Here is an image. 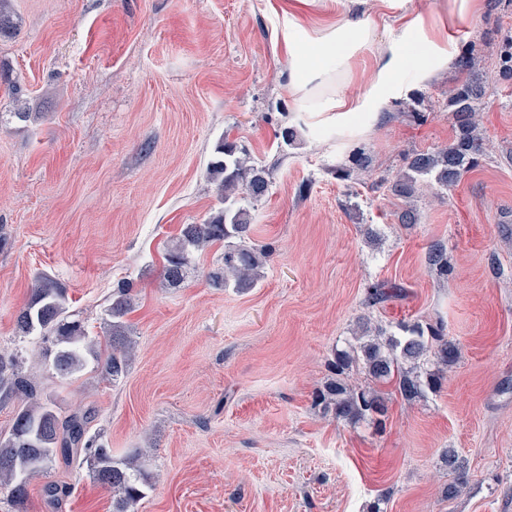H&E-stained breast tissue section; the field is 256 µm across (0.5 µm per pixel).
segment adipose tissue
I'll return each instance as SVG.
<instances>
[{"instance_id": "1", "label": "adipose tissue", "mask_w": 512, "mask_h": 512, "mask_svg": "<svg viewBox=\"0 0 512 512\" xmlns=\"http://www.w3.org/2000/svg\"><path fill=\"white\" fill-rule=\"evenodd\" d=\"M342 0H297L282 10L277 42L288 55V89L299 111L333 114L337 124L353 123L362 113L380 116L403 88L401 78L427 82L450 66L455 51L445 27L465 22L482 10L485 0H448V20L430 23L420 13L404 12L402 0H377L376 12L336 21H307L312 11H332ZM393 16L396 28L386 42H378L380 19ZM378 47L371 77L360 96L347 93V79L371 47Z\"/></svg>"}]
</instances>
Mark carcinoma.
I'll use <instances>...</instances> for the list:
<instances>
[{"instance_id":"obj_1","label":"carcinoma","mask_w":512,"mask_h":512,"mask_svg":"<svg viewBox=\"0 0 512 512\" xmlns=\"http://www.w3.org/2000/svg\"><path fill=\"white\" fill-rule=\"evenodd\" d=\"M455 65L459 78L448 92V111L453 120V137L448 146L434 152L407 153L403 171L391 180L381 179L392 195L405 201V208L398 215L404 225L417 223L414 198L422 180L448 189L478 167L489 149L481 128L485 83L480 61L472 48L465 47ZM498 66L501 78L512 79V30L501 32ZM348 162L352 168L336 171L343 179L355 171L368 170L372 158L364 148L355 146L348 152ZM208 171L224 211L205 224L182 225L176 241L168 248L163 280L171 288L181 286L188 275V255L222 242L224 264L208 274L211 284L216 288H253L261 279L260 269L272 248L252 241L250 207L268 193L270 168L249 163L236 143L226 141L218 147ZM427 261L439 275L451 273L444 244L430 245ZM130 291L124 283L113 291L103 344L88 339L81 324L69 320L66 291L48 278L35 280L28 301L16 315V328L24 336L35 333L50 344L52 365L60 378L79 376L92 361L105 376L117 381L127 374L132 360V329L126 320L133 309ZM390 297L385 284L374 283L368 287L367 305L374 307ZM397 328L403 335L397 336L381 326H364L356 344L336 352L335 378L316 391L315 403L347 426L385 416L387 407L376 391L345 383L344 376L357 366L375 381L393 383L407 401L438 386L444 369L459 359L458 345L448 339L441 323L425 327L399 323ZM2 397L26 400L9 435L0 437V488L9 490L12 499L24 502L28 481L61 459L67 464L86 466L94 482L112 491V512H135L148 486L145 454L138 451L124 459L113 458L108 443L89 434L90 413L60 417L55 404L38 398L31 382L19 375L13 362L0 356ZM442 463L456 475L445 492V497L450 498L465 484L463 464L451 448L443 454Z\"/></svg>"}]
</instances>
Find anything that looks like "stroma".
<instances>
[{"label": "stroma", "mask_w": 512, "mask_h": 512, "mask_svg": "<svg viewBox=\"0 0 512 512\" xmlns=\"http://www.w3.org/2000/svg\"><path fill=\"white\" fill-rule=\"evenodd\" d=\"M280 0H5L0 34V356L61 415L93 409L115 459L143 450L150 485L138 512H512V81L492 77L480 166L450 190L402 202L337 179L347 148L375 176L412 150L447 146L455 70L407 85L380 119L341 133L299 112L275 42ZM512 7L487 5L450 30L490 60ZM16 93H9V86ZM420 101L423 121L407 111ZM29 120H19V113ZM296 138L285 144L284 128ZM272 167L253 239L273 254L255 288L211 287L217 244L193 255L180 287L160 278L182 225L221 209L207 164L223 139ZM379 235L369 243L365 228ZM452 267L427 263L434 242ZM67 291L69 313L101 334L112 290L129 283L135 355L111 381L60 379L39 337L15 330L34 276ZM399 294L376 307L367 286ZM444 324L460 359L413 401L383 387V425L347 427L312 403L335 348L360 318ZM463 460L454 479L445 449ZM68 486L55 503L46 483ZM0 512H112L87 470L57 463ZM442 463L448 468V471L456 475L454 483L449 484L445 492V497L450 498L455 496L465 484L463 464L455 450L451 448H448L443 454Z\"/></svg>", "instance_id": "35a3bbf8"}]
</instances>
